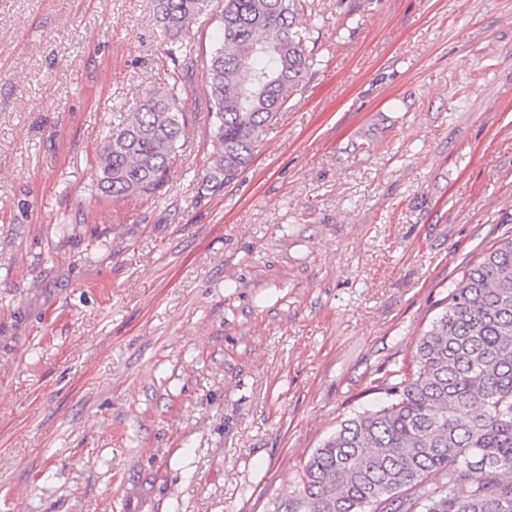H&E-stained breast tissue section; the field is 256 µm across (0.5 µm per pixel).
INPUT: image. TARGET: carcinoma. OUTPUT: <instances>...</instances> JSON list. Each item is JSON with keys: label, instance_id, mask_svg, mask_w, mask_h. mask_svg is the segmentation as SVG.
Here are the masks:
<instances>
[{"label": "carcinoma", "instance_id": "1", "mask_svg": "<svg viewBox=\"0 0 512 512\" xmlns=\"http://www.w3.org/2000/svg\"><path fill=\"white\" fill-rule=\"evenodd\" d=\"M171 45L213 0H154ZM301 0H224L202 63L219 189L250 161L310 67ZM188 128L181 99L159 91L102 132L97 186L114 200L154 197ZM416 370L394 371L377 409L342 421L304 459L268 512H512V236L463 272L415 340Z\"/></svg>", "mask_w": 512, "mask_h": 512}]
</instances>
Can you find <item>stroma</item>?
Listing matches in <instances>:
<instances>
[{"mask_svg": "<svg viewBox=\"0 0 512 512\" xmlns=\"http://www.w3.org/2000/svg\"><path fill=\"white\" fill-rule=\"evenodd\" d=\"M153 8L0 0V512H267L512 235V0H304L217 190ZM170 88L160 198H103L100 131Z\"/></svg>", "mask_w": 512, "mask_h": 512, "instance_id": "stroma-1", "label": "stroma"}]
</instances>
